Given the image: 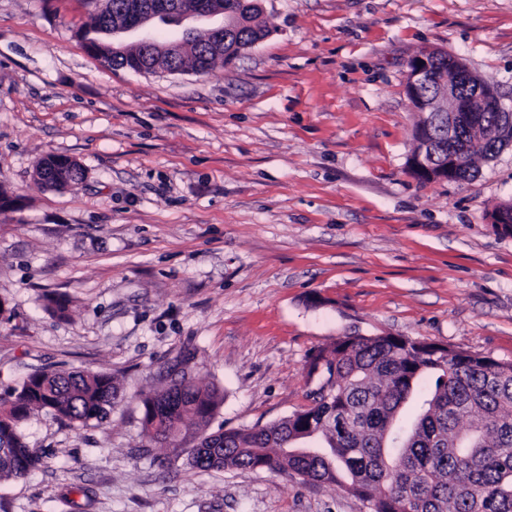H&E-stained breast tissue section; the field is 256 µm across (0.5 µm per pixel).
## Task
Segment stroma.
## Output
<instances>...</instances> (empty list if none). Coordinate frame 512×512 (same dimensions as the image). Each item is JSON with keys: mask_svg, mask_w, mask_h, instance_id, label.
Returning <instances> with one entry per match:
<instances>
[{"mask_svg": "<svg viewBox=\"0 0 512 512\" xmlns=\"http://www.w3.org/2000/svg\"><path fill=\"white\" fill-rule=\"evenodd\" d=\"M90 0H0V395L42 369L111 374L108 419L39 412L41 464L0 512H360L340 488L198 471L148 446L142 398L185 351L210 426L309 405L311 352L394 335L512 361V146L463 182L413 176L409 61L437 48L512 101V0H266L271 34L206 74L105 66ZM86 176L57 191L38 160ZM66 296L69 315L46 310ZM47 158H49L48 165L51 168L55 169L59 174L69 178V177L76 176L78 174V171L81 169L82 180L84 179L85 170L83 169L82 166H80V164L78 162L74 161L73 163H71L70 158L65 157V156H53V157H47ZM47 158L40 160L36 165V174L42 184H44V182L42 180V174L40 172V167H41L42 163Z\"/></svg>", "mask_w": 512, "mask_h": 512, "instance_id": "obj_1", "label": "stroma"}]
</instances>
